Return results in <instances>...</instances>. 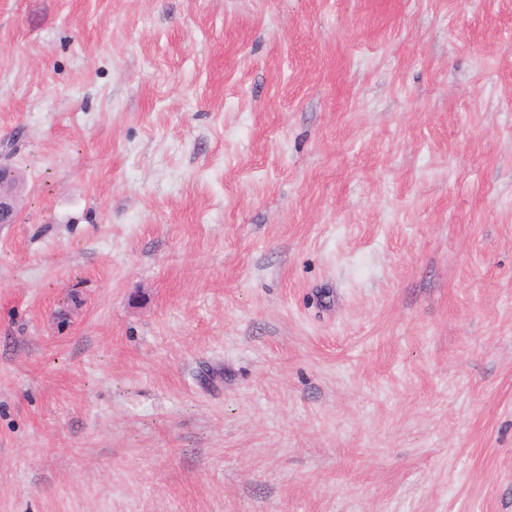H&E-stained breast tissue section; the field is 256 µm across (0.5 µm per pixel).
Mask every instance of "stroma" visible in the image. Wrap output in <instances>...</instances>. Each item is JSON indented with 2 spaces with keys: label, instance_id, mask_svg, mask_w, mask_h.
I'll return each instance as SVG.
<instances>
[{
  "label": "stroma",
  "instance_id": "stroma-1",
  "mask_svg": "<svg viewBox=\"0 0 512 512\" xmlns=\"http://www.w3.org/2000/svg\"><path fill=\"white\" fill-rule=\"evenodd\" d=\"M4 155L0 512H512V0H0Z\"/></svg>",
  "mask_w": 512,
  "mask_h": 512
}]
</instances>
